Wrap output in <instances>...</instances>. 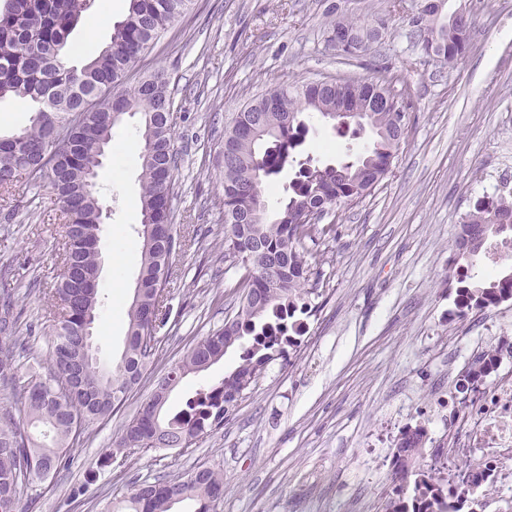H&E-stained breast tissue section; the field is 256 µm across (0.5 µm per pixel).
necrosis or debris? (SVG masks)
Returning <instances> with one entry per match:
<instances>
[{
	"label": "necrosis or debris",
	"instance_id": "1",
	"mask_svg": "<svg viewBox=\"0 0 512 512\" xmlns=\"http://www.w3.org/2000/svg\"><path fill=\"white\" fill-rule=\"evenodd\" d=\"M458 420L460 432L449 436L447 456L431 461L452 473L450 496L459 503L480 494L512 495V361H497Z\"/></svg>",
	"mask_w": 512,
	"mask_h": 512
}]
</instances>
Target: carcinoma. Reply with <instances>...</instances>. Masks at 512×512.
<instances>
[{
    "mask_svg": "<svg viewBox=\"0 0 512 512\" xmlns=\"http://www.w3.org/2000/svg\"><path fill=\"white\" fill-rule=\"evenodd\" d=\"M193 0H129L128 14L115 23L110 43L92 54L81 68L69 65L68 37L90 0H0V99L13 95L31 102L30 124L0 138V187L24 177L33 185L47 184L63 218V258L57 281L49 289L53 301L54 349L50 367L31 366L20 372L16 354L26 351L18 326L15 296L19 285L0 281V333L10 344L0 348V384L19 392L23 416L0 410V512H28L20 492L57 472L75 441L88 426L114 411L153 364L159 349L158 332L167 324L162 297L167 267L182 245L175 235L170 203L174 148V101L164 72L158 71L119 94L127 70L158 41ZM326 32L339 27L350 34L349 48L339 52L359 59L388 29L384 15L355 23L332 7L325 13ZM432 11L428 0L409 17V35L424 54L443 65L465 56L471 45L470 24L448 25L441 18L436 30L425 28ZM402 75L384 82L375 77L348 81L317 79L301 85L276 86L237 112L224 128V257L255 276L243 288L236 312L201 338L172 370L158 381L147 402L124 427L116 447L137 451L186 450L208 432L224 425L238 399L230 397L241 385H251L256 369L285 356L304 332L302 316L312 312L305 291L311 266L305 239L314 223L309 215L341 203L363 199L387 175L408 125L398 124L396 112L408 104L395 93ZM342 109L366 112V126H336L331 115ZM311 112L336 127L342 137L368 135V146L355 160L322 163L299 159ZM140 115L141 227L140 269L133 300L127 310L128 328L120 361L101 366L85 353V327L101 309L99 290L86 284L99 279L103 238V202L90 183L102 164L101 147L109 146L112 131L124 115ZM294 176L275 211H270V178L285 165ZM512 234V200L502 197L490 208L467 216L455 239L456 262L471 269L488 254L491 237ZM459 303L481 309L512 298V267L490 273L474 283L458 280ZM239 349V362L220 380L198 388L185 408L168 416L165 406L173 386L198 374ZM494 356H480L463 381L475 385L489 370ZM424 433L410 431L401 439L397 462L401 474L426 466ZM413 501L416 512H449L439 484L419 479ZM224 498V473L199 467L179 479L158 478L132 486L119 502L103 512H172L192 502L193 512H215Z\"/></svg>",
    "mask_w": 512,
    "mask_h": 512,
    "instance_id": "cac0c4a2",
    "label": "carcinoma"
}]
</instances>
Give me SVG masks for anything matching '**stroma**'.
Listing matches in <instances>:
<instances>
[{
    "label": "stroma",
    "mask_w": 512,
    "mask_h": 512,
    "mask_svg": "<svg viewBox=\"0 0 512 512\" xmlns=\"http://www.w3.org/2000/svg\"><path fill=\"white\" fill-rule=\"evenodd\" d=\"M336 2L352 20L389 19L381 44L344 60L329 44L324 10ZM421 0H197L130 69L124 82L165 70L177 108L173 129L174 229L183 247L169 261L164 303L172 314L158 355L111 416L92 424L71 449L65 470L35 483L24 498L36 512H100L133 483L177 478L199 466L224 472L217 512H384L388 499L410 500L412 481L391 459L408 428L441 447L454 417L440 402L474 362L473 346L512 335V299L494 311H461L454 241L466 216L512 193V0H473L472 45L448 67L429 60L408 35ZM127 0H93L69 41L84 51L109 43ZM413 62L410 121L387 176L354 205L329 211L308 260L313 311L285 357L270 363L223 426L181 453L156 450L130 466H103L114 441L158 380L202 337L224 322L236 268L224 260V128L251 99L277 85L323 77L384 76ZM301 154L338 163L364 142L341 137L319 119ZM137 119L114 130L99 171L111 217L104 226L95 324L97 356L118 361L126 310L139 270L140 160ZM62 254L60 212L49 187L0 188V277L21 282L18 305L28 346L21 367L48 366L53 338L49 300ZM238 360L229 351L210 370L185 377L168 413L195 389L222 378Z\"/></svg>",
    "instance_id": "35a3bbf8"
}]
</instances>
